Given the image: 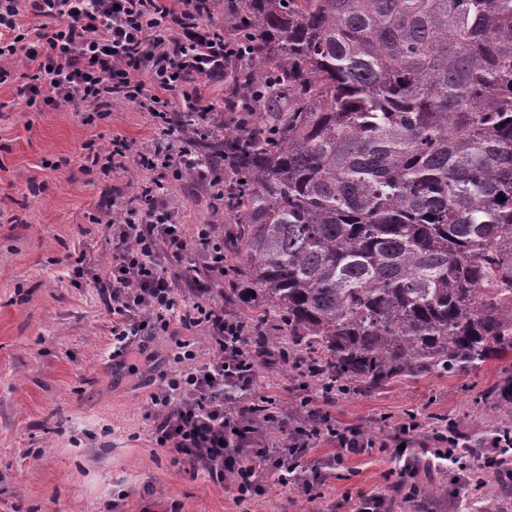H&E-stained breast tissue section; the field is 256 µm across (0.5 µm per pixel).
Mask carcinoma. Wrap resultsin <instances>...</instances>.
I'll use <instances>...</instances> for the list:
<instances>
[{"label":"carcinoma","instance_id":"obj_1","mask_svg":"<svg viewBox=\"0 0 512 512\" xmlns=\"http://www.w3.org/2000/svg\"><path fill=\"white\" fill-rule=\"evenodd\" d=\"M232 252L340 393L512 355V0H241Z\"/></svg>","mask_w":512,"mask_h":512}]
</instances>
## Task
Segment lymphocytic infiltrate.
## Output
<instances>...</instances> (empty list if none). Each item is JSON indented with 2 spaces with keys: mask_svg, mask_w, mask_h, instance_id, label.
<instances>
[{
  "mask_svg": "<svg viewBox=\"0 0 512 512\" xmlns=\"http://www.w3.org/2000/svg\"><path fill=\"white\" fill-rule=\"evenodd\" d=\"M214 0H0V58L16 59L17 74L0 69V84L16 77V91L29 108L68 106L75 112L95 111L118 100L139 103L169 125L160 108L165 92L182 91L185 108L200 122L213 124L215 108L199 93L185 92L197 79H220L229 64L248 51L241 38L204 27ZM55 20L47 32L21 29L22 15ZM163 185L145 188L140 196L146 218L136 221L135 207L110 226L112 259L98 285L112 314V359L122 365L143 357L144 339L180 330L203 328L213 355L199 364L193 351L176 353L182 370L164 377L150 396L147 415L158 447L168 449L175 464L205 473L213 481H232L239 498L254 494V454L271 461L281 485H288L296 465L281 447L305 456L321 435H329L339 455L371 448L393 454L422 435L423 424L407 415L398 432L376 441L350 427H299L286 439L274 437L279 410L276 398L255 400L252 387L260 355L247 348V323L223 306L198 298H180L177 280L161 259L177 257L189 243L200 248L202 269L210 281H223L224 242L213 227L199 224L193 236L174 223L164 203ZM460 431L435 425L430 437L435 456L460 463L481 460L484 467L503 464L501 449L512 447V428L490 441L489 450L461 446Z\"/></svg>",
  "mask_w": 512,
  "mask_h": 512,
  "instance_id": "f902f5d3",
  "label": "lymphocytic infiltrate"
}]
</instances>
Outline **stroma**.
Listing matches in <instances>:
<instances>
[{
    "instance_id": "stroma-1",
    "label": "stroma",
    "mask_w": 512,
    "mask_h": 512,
    "mask_svg": "<svg viewBox=\"0 0 512 512\" xmlns=\"http://www.w3.org/2000/svg\"><path fill=\"white\" fill-rule=\"evenodd\" d=\"M161 128L138 103L116 101L108 112L66 106L36 112L0 84V512H356L379 498V512H504L512 506V472L467 468L416 448L411 459L368 450L334 464L320 442L306 461L310 489L278 483L268 462L255 463L258 492L235 499L229 484L193 475L158 447L147 420L149 397L179 370L165 336L149 344L152 368L113 367L112 316L95 276L111 259L101 217L139 195L146 177L139 153ZM129 145L124 171L85 173L86 144ZM174 223L213 225L229 240L237 229L208 185L169 182ZM271 340L254 381V397L286 403L311 393ZM512 381V361L491 360L453 375L402 377L374 389L314 399L316 420L358 427L371 438L393 435L406 412L426 424L460 421L468 444L496 426H512L497 393ZM430 488L406 499L400 483Z\"/></svg>"
}]
</instances>
